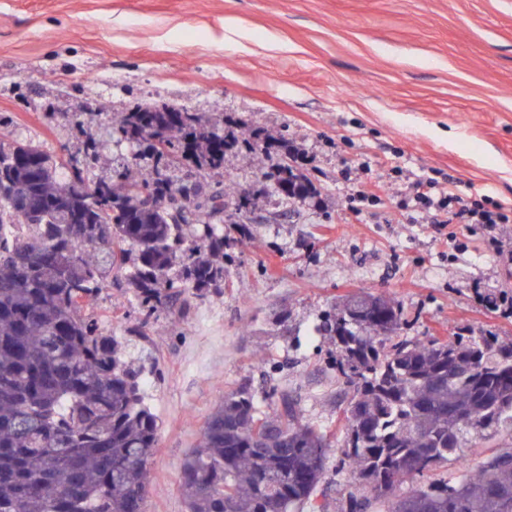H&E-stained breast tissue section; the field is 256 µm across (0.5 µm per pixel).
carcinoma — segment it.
Returning a JSON list of instances; mask_svg holds the SVG:
<instances>
[{
	"mask_svg": "<svg viewBox=\"0 0 512 512\" xmlns=\"http://www.w3.org/2000/svg\"><path fill=\"white\" fill-rule=\"evenodd\" d=\"M240 142L281 148L265 192L287 206L318 195L287 140L258 128L229 140L174 107L139 105L89 138L93 156L130 147L108 180L31 142H0V512H147L159 419L143 366L88 309L115 284L148 315L224 285L212 257L228 245L224 225L249 237L251 196L232 180L178 186L130 168L150 157L219 170ZM402 317L394 300L354 293L317 327L335 339L353 388L340 466L359 493L347 512H512V448L455 482L404 489L465 463L469 435L512 433V348L484 336L386 345ZM298 405L289 392L265 408L245 386L224 392L182 461L187 512H325L331 442Z\"/></svg>",
	"mask_w": 512,
	"mask_h": 512,
	"instance_id": "1",
	"label": "carcinoma"
}]
</instances>
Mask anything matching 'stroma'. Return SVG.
Listing matches in <instances>:
<instances>
[{
    "label": "stroma",
    "mask_w": 512,
    "mask_h": 512,
    "mask_svg": "<svg viewBox=\"0 0 512 512\" xmlns=\"http://www.w3.org/2000/svg\"><path fill=\"white\" fill-rule=\"evenodd\" d=\"M138 102L199 113L231 137L252 125L286 138L319 191L285 215L262 191L277 155L240 146L202 173L251 191V235L227 246L221 291L160 305L129 345L159 418L147 512H186L184 455L241 386L291 392L328 434L324 502L343 512L358 489L336 467L352 391L334 339L315 332L320 314L364 290L401 305L398 338L512 342V313L497 305L512 296V264L490 233L460 219L446 242L408 204L413 181L438 171L462 202L512 212V0H0V140L108 178L124 150L94 161L84 141ZM90 311L117 337L143 317L117 287ZM511 446L471 436L465 463ZM462 464L428 477L454 480Z\"/></svg>",
    "instance_id": "stroma-1"
}]
</instances>
